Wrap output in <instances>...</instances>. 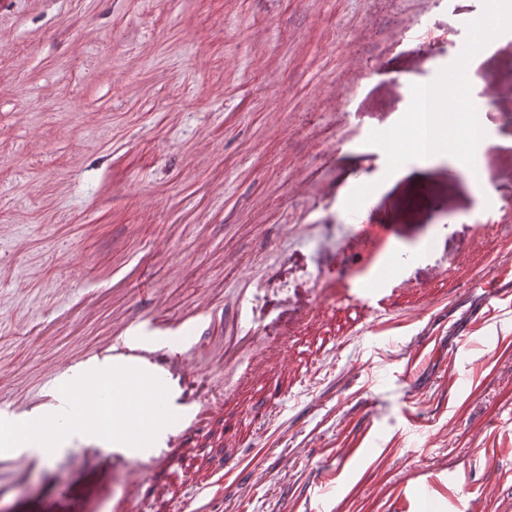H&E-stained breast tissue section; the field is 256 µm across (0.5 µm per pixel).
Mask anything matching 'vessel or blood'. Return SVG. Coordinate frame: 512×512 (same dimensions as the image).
Wrapping results in <instances>:
<instances>
[{"label": "vessel or blood", "mask_w": 512, "mask_h": 512, "mask_svg": "<svg viewBox=\"0 0 512 512\" xmlns=\"http://www.w3.org/2000/svg\"><path fill=\"white\" fill-rule=\"evenodd\" d=\"M507 277H512V264L495 260L473 280V287L485 293L487 309H494L500 299L497 281ZM406 291L403 283L388 288L379 278L323 273L316 300L298 309L287 324L258 335L248 331L225 337L224 366L235 373L236 381L206 401L187 396L173 383L175 373L188 365L184 348H202L204 305L177 318L132 317L114 327L111 346L72 361L60 372L50 411L0 408V446L11 449L16 468H24L23 449L29 442H39L42 452L54 454L49 437L68 436L80 421L81 408L92 407L108 420L92 434V441L125 463L121 478L130 493L123 512H152L155 487L141 472L142 457L165 448L155 467L188 478L202 449L222 447L224 462L213 467V475L221 479L240 472L250 451L242 446V422L225 419V411L242 407L243 394L252 392L255 401L244 407L245 420L268 426L291 387L313 377L316 356L335 352L337 313H347L349 335L381 332L407 314L400 304Z\"/></svg>", "instance_id": "vessel-or-blood-1"}]
</instances>
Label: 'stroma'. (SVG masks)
I'll return each mask as SVG.
<instances>
[{
	"label": "stroma",
	"instance_id": "1",
	"mask_svg": "<svg viewBox=\"0 0 512 512\" xmlns=\"http://www.w3.org/2000/svg\"><path fill=\"white\" fill-rule=\"evenodd\" d=\"M482 0H0V398L36 401L67 362L111 342L146 287L217 325L189 390L223 388L241 294L272 327L323 267L370 273L391 250L409 300L470 277L512 221V33L479 73L502 136L483 166L494 212L447 160L387 174L367 138L452 64ZM371 229L330 224L355 179ZM495 311L462 287L375 336L342 337L309 391L245 447L258 480L209 512H472L512 499V280ZM432 354L413 360L415 345ZM364 450L345 459L356 439ZM117 464L73 437L23 470L0 460V512H112Z\"/></svg>",
	"mask_w": 512,
	"mask_h": 512
}]
</instances>
